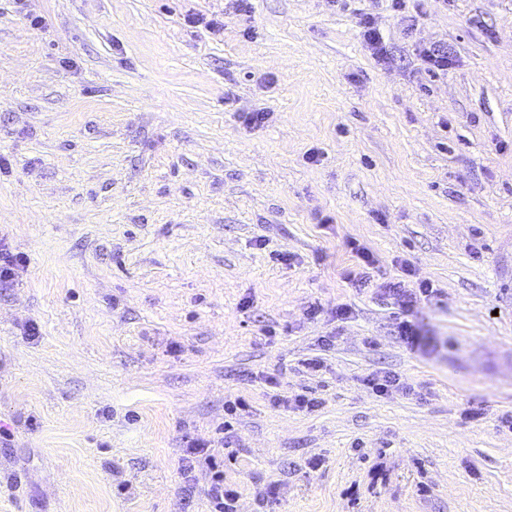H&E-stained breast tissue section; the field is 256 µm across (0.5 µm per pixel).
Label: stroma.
<instances>
[{
	"label": "stroma",
	"mask_w": 512,
	"mask_h": 512,
	"mask_svg": "<svg viewBox=\"0 0 512 512\" xmlns=\"http://www.w3.org/2000/svg\"><path fill=\"white\" fill-rule=\"evenodd\" d=\"M28 5L0 0V512H210L189 438L229 440L238 512H512V0H407L413 31L391 0ZM408 268L418 350L379 290ZM360 22L363 29V35L367 43L373 50V55L379 60L385 62L388 56L386 43L380 33L375 18L370 14L361 15ZM422 61L426 64L428 71H448V65L452 59L448 56V48L440 45H425L420 49ZM350 250L352 253L356 254L357 257L363 262V266L359 268V271L349 270L346 275V279L352 282V284L357 285L359 288L364 287L368 282L367 272L364 271L365 267L368 268L370 265H373L376 261L374 256L369 250L359 244L357 241H351L349 243ZM21 265H23L21 258L6 252L0 253V286L7 288L13 285L19 278ZM380 373H374L369 375L366 379L369 388L372 389L377 395H387L393 389L402 390L405 392H410L411 388L407 386H403L400 384L399 378L390 372H384V375H379Z\"/></svg>",
	"instance_id": "stroma-1"
}]
</instances>
